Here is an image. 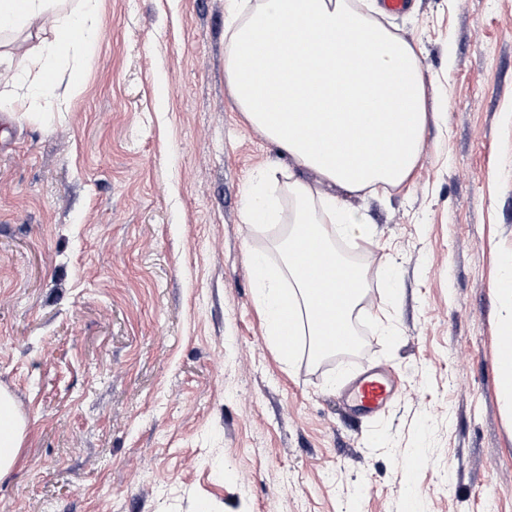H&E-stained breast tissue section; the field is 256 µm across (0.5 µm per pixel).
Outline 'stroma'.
<instances>
[{"label":"stroma","mask_w":512,"mask_h":512,"mask_svg":"<svg viewBox=\"0 0 512 512\" xmlns=\"http://www.w3.org/2000/svg\"><path fill=\"white\" fill-rule=\"evenodd\" d=\"M232 0H101L55 60L70 97L0 80V387L29 429L0 512H512L499 262L512 256V0H412L383 22L441 113L409 182L345 197L363 352L270 346L251 258L279 261L288 159L224 75ZM51 19L0 36L26 67ZM279 226L245 223L253 192ZM392 266L396 282L379 277ZM366 370L397 394L364 418Z\"/></svg>","instance_id":"stroma-1"}]
</instances>
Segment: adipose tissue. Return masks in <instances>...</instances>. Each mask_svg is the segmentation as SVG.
Instances as JSON below:
<instances>
[{"mask_svg": "<svg viewBox=\"0 0 512 512\" xmlns=\"http://www.w3.org/2000/svg\"><path fill=\"white\" fill-rule=\"evenodd\" d=\"M97 10L98 0H80L69 12L55 0H0V33L53 18L42 60L10 74L17 110L57 96L47 60L95 36ZM227 32L224 70L237 104L294 165V213L282 257L253 260L266 332L285 361L304 336L323 354L326 319L340 330L349 326L362 297L360 270L333 249L357 221L341 195L405 183L419 162L425 127L439 114L416 49L349 0H240ZM325 185L332 193H322ZM308 253L334 272L323 293L301 272ZM27 430L13 395L0 388V477L16 466Z\"/></svg>", "mask_w": 512, "mask_h": 512, "instance_id": "adipose-tissue-1", "label": "adipose tissue"}]
</instances>
